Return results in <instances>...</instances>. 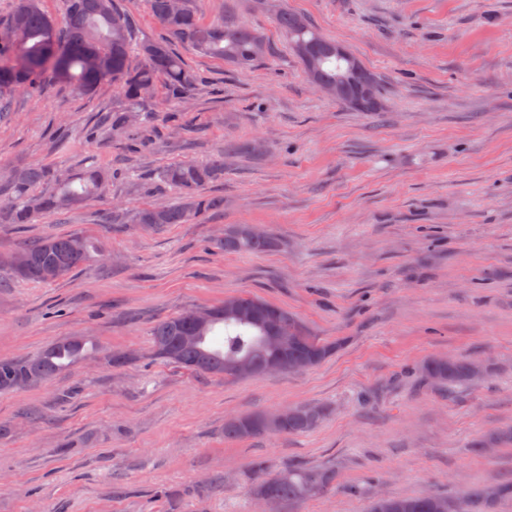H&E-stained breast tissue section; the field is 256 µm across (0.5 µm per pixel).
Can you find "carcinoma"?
<instances>
[{
  "label": "carcinoma",
  "instance_id": "obj_1",
  "mask_svg": "<svg viewBox=\"0 0 512 512\" xmlns=\"http://www.w3.org/2000/svg\"><path fill=\"white\" fill-rule=\"evenodd\" d=\"M197 0H183L179 11L172 0H148L152 16L168 31L171 39L198 54L222 59L240 68H249L268 55L264 38L228 16L215 22L201 17ZM64 24L45 12L40 0H15L5 27L14 39L0 41V118L10 110L7 94L15 89L35 90L53 80L71 82L80 92H88L103 80H112L120 105L106 118L114 131L129 130L131 114L141 111L147 93L162 85L167 99L180 105L199 83L196 73L186 67L168 41L135 42L131 18L119 0H64ZM276 24L292 48L317 46L316 79L322 86L348 84L349 63L326 50L324 37L303 16L288 9L276 16ZM342 100L358 112H381L380 92ZM158 186L171 187L178 200L117 213L124 223L152 229L171 224H197L224 209V198L205 192L207 186L224 179V156L202 162H177L157 172ZM112 182L109 170L94 162L78 171L54 165L17 167L0 181V224H30L37 214L64 216L98 198ZM46 191L35 194L39 187ZM217 241L226 251L261 254L274 250L277 239L270 233L251 236L244 225L231 224ZM89 241L79 235H47L16 251L9 268L23 283L51 285L67 279L89 256ZM23 259L24 264L17 263ZM188 310L159 321L153 328L154 355L189 372L223 377L235 375V366L245 360L256 367L255 376L270 373L269 364L282 357L290 362H306L314 368L326 360L334 346L311 336L287 309L258 297L233 296L224 305L209 310V322L200 327ZM195 336L193 343L182 341ZM87 336H71L58 341L35 357L1 358L0 391H17L47 381L65 362L83 359L93 351ZM472 359L431 358L420 366L424 380L453 391L475 381ZM329 415L325 406L299 405L276 432L303 434L318 428ZM265 413L233 417L224 423V437L241 441L269 434L263 424ZM512 444V430L484 435L481 449ZM336 473L323 466L290 467L269 477L267 492L281 504H296L324 493L334 483ZM512 497V484L492 489L476 486L463 494L425 493L415 497H378L370 512H445L444 505L457 502L459 512H491L494 502Z\"/></svg>",
  "mask_w": 512,
  "mask_h": 512
}]
</instances>
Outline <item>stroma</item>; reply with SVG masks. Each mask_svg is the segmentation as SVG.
Wrapping results in <instances>:
<instances>
[{"instance_id": "1", "label": "stroma", "mask_w": 512, "mask_h": 512, "mask_svg": "<svg viewBox=\"0 0 512 512\" xmlns=\"http://www.w3.org/2000/svg\"><path fill=\"white\" fill-rule=\"evenodd\" d=\"M231 13L271 54L238 68L189 49L200 85L172 111L148 99L158 133L111 134V81L16 90L0 121V169L36 163L112 170L109 194L64 218L0 224V358L67 336L99 347L45 384L0 393V512H253L266 475L335 468L336 487L279 512H368L373 498L461 493L512 481V447L477 452L512 427V0H201ZM291 9L380 78L385 109L319 92L275 16ZM261 145L259 157L229 144ZM224 157L222 211L155 230L112 221L146 206L142 179ZM229 224L266 227L277 250L214 245ZM77 233L98 250L58 284L17 282L23 243ZM249 295L287 308L336 343L320 366L257 378L197 375L155 359L160 320ZM114 353L130 355L112 366ZM431 357L486 373L447 391L416 378ZM330 406L305 434L232 442L224 422ZM358 486L351 494L349 486Z\"/></svg>"}]
</instances>
